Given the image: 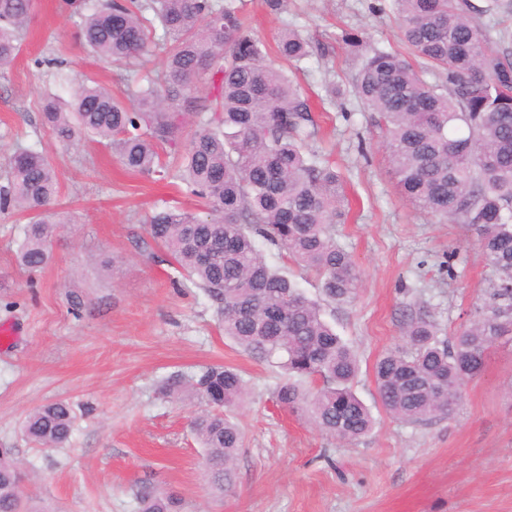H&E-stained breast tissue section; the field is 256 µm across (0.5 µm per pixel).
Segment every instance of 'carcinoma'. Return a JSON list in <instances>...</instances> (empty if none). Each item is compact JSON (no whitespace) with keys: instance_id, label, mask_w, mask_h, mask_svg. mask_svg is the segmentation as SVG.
I'll list each match as a JSON object with an SVG mask.
<instances>
[{"instance_id":"cac0c4a2","label":"carcinoma","mask_w":512,"mask_h":512,"mask_svg":"<svg viewBox=\"0 0 512 512\" xmlns=\"http://www.w3.org/2000/svg\"><path fill=\"white\" fill-rule=\"evenodd\" d=\"M242 0H84L80 40L100 62L129 68L163 53L161 69L125 79L126 99L84 76L67 108L46 100L43 122L63 142L89 135L106 142L129 172L166 181L206 207L204 214L164 206L147 232L188 280L216 306L224 335L258 361L297 379L276 393L278 403L306 413L339 440L367 434L369 408L352 390L359 366L352 348L288 271L270 264L259 240L314 276L324 300L356 298L360 274L336 243L334 225L350 207L341 175L313 147L319 135L308 98L294 82L318 52L292 25L276 39L277 57L247 29ZM408 54L370 46L354 33L341 40L361 60L353 89L377 115L392 173L403 195L441 223L460 225L486 255L495 280L477 298L469 320L451 340L425 312L410 315L406 346L376 362L379 400L392 416L423 422L448 416L467 381L480 375L489 350L512 336V39L491 35L483 19L506 12L509 0H390ZM30 0H0V66L20 53ZM195 126L186 145L183 129ZM0 209L28 216L18 251L28 270L45 266L58 225L60 193L48 157L32 148L10 159ZM310 380L312 388L302 383ZM163 396L199 402L191 431L205 448L209 485L235 483L233 460L242 444L224 408L245 383L230 366L214 364L173 378ZM65 401L25 418V436L61 447L72 432ZM22 475L0 457V512H31L20 494ZM138 512H181L180 498L150 485L136 496Z\"/></svg>"}]
</instances>
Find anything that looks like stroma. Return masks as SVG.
I'll use <instances>...</instances> for the list:
<instances>
[{
    "label": "stroma",
    "instance_id": "stroma-1",
    "mask_svg": "<svg viewBox=\"0 0 512 512\" xmlns=\"http://www.w3.org/2000/svg\"><path fill=\"white\" fill-rule=\"evenodd\" d=\"M388 0H288L285 13L245 0L244 16L266 46L284 23L322 47L300 76L324 140L343 177L352 219L336 241L361 275L356 299L329 305L326 319L357 353L356 394L375 424L342 442L283 408L277 365L238 350L215 308L175 272L146 231L156 206L173 201L202 211L165 183L123 170L106 143L63 146L41 124L44 98L69 100L51 68L65 60L119 91L122 83L81 44L62 0H32L14 63L0 68V179L18 147L42 151L60 181L58 209L69 222L43 269L21 268L16 251L25 214L0 211V448L19 462L22 492L42 512H136L141 484L175 493L182 512H512V338L503 337L484 371L469 380L446 417L411 424L377 399L374 365L404 345L409 312L425 311L452 337L488 286L483 251L455 224H435L401 194L382 139L352 88L358 63L343 31L400 48ZM345 89L322 107L323 85ZM223 363L242 371L247 394L227 414L243 435L235 484L209 490L203 450L190 429L196 403L162 397L173 375ZM69 403L73 429L61 448L29 442L21 424L34 409Z\"/></svg>",
    "mask_w": 512,
    "mask_h": 512
}]
</instances>
